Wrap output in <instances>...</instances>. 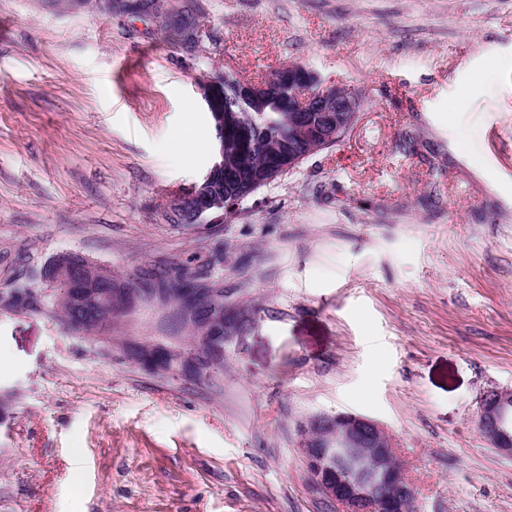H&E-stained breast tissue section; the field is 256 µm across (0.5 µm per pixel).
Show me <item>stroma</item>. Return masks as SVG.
<instances>
[{
  "label": "stroma",
  "mask_w": 512,
  "mask_h": 512,
  "mask_svg": "<svg viewBox=\"0 0 512 512\" xmlns=\"http://www.w3.org/2000/svg\"><path fill=\"white\" fill-rule=\"evenodd\" d=\"M188 48L108 0H0V282L77 252L117 280L224 240L248 309L220 387L103 355L46 308L0 305V512H343L298 422L395 438L416 512H512V458L479 432L512 388V0H197ZM296 63L363 103L333 147L220 224L165 203L213 150L199 81ZM136 302L117 333L183 341Z\"/></svg>",
  "instance_id": "1"
}]
</instances>
